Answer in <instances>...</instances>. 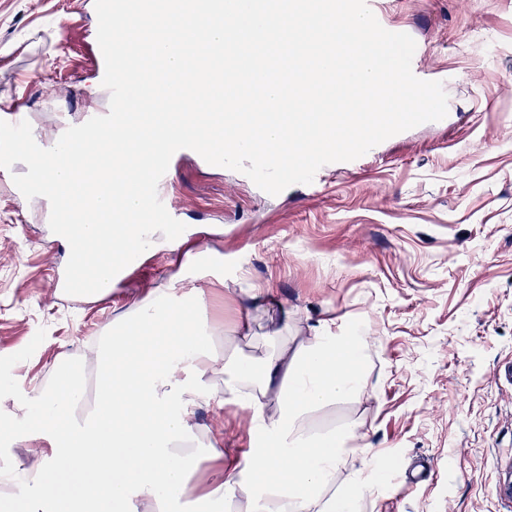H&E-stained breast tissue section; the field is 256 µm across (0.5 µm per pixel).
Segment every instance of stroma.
<instances>
[{
    "label": "stroma",
    "instance_id": "stroma-1",
    "mask_svg": "<svg viewBox=\"0 0 512 512\" xmlns=\"http://www.w3.org/2000/svg\"><path fill=\"white\" fill-rule=\"evenodd\" d=\"M382 8L415 40L423 77H443L445 123L390 137L318 189L274 196L243 173L177 160L202 316L229 335L247 316L264 336L267 314L246 311L241 291L268 284L298 328L333 319L365 338V395L334 414L360 425L378 459L352 512H512V0ZM97 27L94 0H0V120L24 102L34 137L50 142L60 114L107 111L89 69ZM27 171L0 175V408L11 412L180 271L162 240L109 293L54 290L69 255L49 201L16 194ZM417 459L429 479L402 484Z\"/></svg>",
    "mask_w": 512,
    "mask_h": 512
}]
</instances>
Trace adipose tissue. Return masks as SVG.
Returning a JSON list of instances; mask_svg holds the SVG:
<instances>
[{
	"label": "adipose tissue",
	"instance_id": "adipose-tissue-1",
	"mask_svg": "<svg viewBox=\"0 0 512 512\" xmlns=\"http://www.w3.org/2000/svg\"><path fill=\"white\" fill-rule=\"evenodd\" d=\"M193 254L164 291L150 292L112 324L96 352L97 400L78 411L70 390L81 368L65 364L57 383L38 396L40 425L29 436L39 462L13 483L15 512H168L186 495L201 460L219 473H200L209 512L243 503L242 512H350L371 460L357 447L358 425L316 429L318 412L363 394L366 371L356 337L332 333L325 321L305 336L287 335L271 320V350L222 358L224 334L200 317L202 291L190 278ZM223 375V387L212 379ZM249 411L254 446L242 463L224 464V427H202L197 407ZM360 467L344 472L349 456ZM343 484L341 498L329 491Z\"/></svg>",
	"mask_w": 512,
	"mask_h": 512
}]
</instances>
